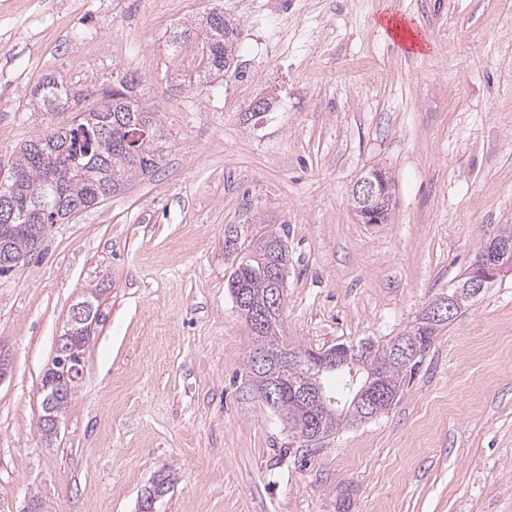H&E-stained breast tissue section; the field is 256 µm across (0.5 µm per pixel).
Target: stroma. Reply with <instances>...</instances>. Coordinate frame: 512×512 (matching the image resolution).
<instances>
[{"instance_id":"1","label":"stroma","mask_w":512,"mask_h":512,"mask_svg":"<svg viewBox=\"0 0 512 512\" xmlns=\"http://www.w3.org/2000/svg\"><path fill=\"white\" fill-rule=\"evenodd\" d=\"M221 6L243 77L176 83L165 41ZM425 30L405 51L385 10ZM135 73L169 134L153 177L52 225L0 276V512H512V275L436 336L390 410L316 445L252 392L253 339L227 288L240 245L287 228L284 330L312 349L384 342L512 229V0H0V162L67 112H35ZM264 116L251 120L255 102ZM386 172L361 223L350 191ZM100 317L46 443L41 378L72 304ZM34 98L30 103L32 110L40 112H73L79 104V99L71 95L67 85L53 75L42 79Z\"/></svg>"}]
</instances>
